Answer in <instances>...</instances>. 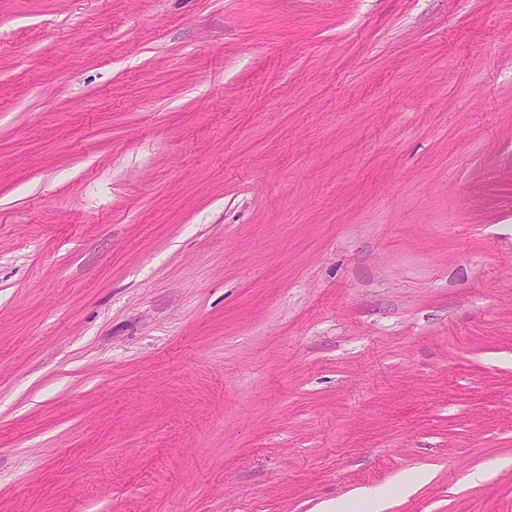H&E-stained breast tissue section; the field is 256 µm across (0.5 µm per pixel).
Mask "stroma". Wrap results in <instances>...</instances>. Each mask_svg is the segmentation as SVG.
<instances>
[{
    "instance_id": "stroma-1",
    "label": "stroma",
    "mask_w": 512,
    "mask_h": 512,
    "mask_svg": "<svg viewBox=\"0 0 512 512\" xmlns=\"http://www.w3.org/2000/svg\"><path fill=\"white\" fill-rule=\"evenodd\" d=\"M365 488L512 512V0H0V512Z\"/></svg>"
}]
</instances>
